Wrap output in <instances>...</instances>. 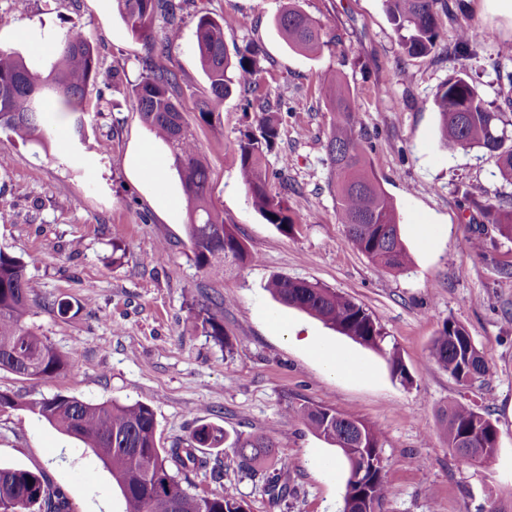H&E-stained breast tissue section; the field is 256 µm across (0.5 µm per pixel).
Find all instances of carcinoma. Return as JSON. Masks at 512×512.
I'll list each match as a JSON object with an SVG mask.
<instances>
[{
  "mask_svg": "<svg viewBox=\"0 0 512 512\" xmlns=\"http://www.w3.org/2000/svg\"><path fill=\"white\" fill-rule=\"evenodd\" d=\"M127 27L150 43V51L165 55L181 38L179 0H116ZM398 38L409 56H428L440 48L438 21L450 14L448 0H384ZM165 21L164 35L155 42L151 26L156 17ZM236 17L214 18L200 15L195 30V50L207 79V95L199 116L209 123L221 111L234 88L249 98L246 108L258 114L256 129L247 130L239 141V175L252 205L280 231L295 230L287 201L270 193L266 157L278 138V112L259 94L258 75L262 71L259 48L253 43L231 53L224 43V29ZM288 45L308 56L319 57L340 45L336 33L312 16L288 4L275 19ZM486 35L463 22L455 28V44L450 55L456 61L453 73L436 95L439 132L450 149H484L494 160L498 178L512 185V125L506 113L492 107L471 79L465 60L471 47ZM512 46L497 53L493 64L499 86L512 89ZM118 72L100 67L89 38L80 30L67 32L56 44L48 71L30 68L14 51L0 47V130L24 143L47 144V114L76 115L81 127L86 112L87 90L91 84L108 85ZM179 85L176 71L151 66L132 89V100L142 121L169 149L183 192L191 208L188 233L194 262L205 273L219 277L227 265L244 261L248 253L224 217L210 200V168L206 153L192 129L184 121L175 96ZM321 94L336 112L326 144L330 165V186L336 197V217L345 226L346 240L354 249L382 267L405 271L412 259L401 237L399 216L392 199L382 189L370 167L367 150L358 135L362 117L348 84L331 75L324 80ZM463 199L499 234L512 239V206L495 201L488 192L483 198L466 190ZM266 290L280 303L314 317L329 328L362 346L384 354L391 374L401 384L411 376L396 347L388 345L383 328L360 305L336 291L302 280L274 276ZM224 302L205 298L194 308V318L215 341L225 343L224 324L217 310ZM38 307L61 317L71 304L50 299L26 276L25 265L16 256L0 249V370L30 379H50L71 366V357L49 345L31 326L28 318ZM467 330L449 319L434 337L432 361L461 384L485 375L487 364L478 348L462 337ZM25 407L60 432L90 448L112 473L126 503L127 512H246V502L232 486L220 493H191L177 473L193 472L207 466L199 455L203 448H219L224 443L235 450L240 467L256 472L254 464L272 455V439L238 433L228 439L224 429L202 423L185 445L159 446L157 421L152 408L142 402L89 403L76 397L56 395L31 399ZM285 418L301 419L313 433L336 453L346 466V491L342 512H366L362 504L381 505L387 495L383 476L382 431L361 419L344 417L322 406L285 410ZM448 448L461 458L465 448H493L496 426L471 405L452 401L443 412ZM265 492L274 502L288 498L290 487L285 467L269 477ZM0 512H72L64 494L51 487L40 474L22 468L0 467Z\"/></svg>",
  "mask_w": 512,
  "mask_h": 512,
  "instance_id": "cac0c4a2",
  "label": "carcinoma"
}]
</instances>
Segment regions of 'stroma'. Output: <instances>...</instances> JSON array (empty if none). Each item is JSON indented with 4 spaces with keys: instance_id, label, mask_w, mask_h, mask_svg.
<instances>
[{
    "instance_id": "stroma-1",
    "label": "stroma",
    "mask_w": 512,
    "mask_h": 512,
    "mask_svg": "<svg viewBox=\"0 0 512 512\" xmlns=\"http://www.w3.org/2000/svg\"><path fill=\"white\" fill-rule=\"evenodd\" d=\"M341 37L346 56L311 58L288 46L275 19L288 2ZM456 20H442V52L405 56L383 0H185L182 37L160 65L180 77L178 98L210 162L211 197L254 262L213 278L193 261L187 206L179 176L144 178L134 156L142 146L166 154L133 106L132 87L146 75L148 46L122 20L116 0H28L15 22L0 28V45L37 68L47 67L55 44L83 31L103 68L120 79L96 86L87 98L82 132L74 120L50 113L47 146L22 143L0 130V250L20 257L43 295L71 303L69 316L37 311L31 322L48 343L69 353L73 366L48 380L0 370V392L25 401L56 394L90 402L141 401L153 409L164 447L182 441L201 423L232 433L264 434L276 443L274 464H286L292 496L272 503L263 474L241 470L232 449L208 452L206 468L191 473L190 490L237 488L249 512H341L346 477L325 470L336 450L286 408L323 406L354 416L383 433L381 456L387 496L379 512H497L512 504V279L498 269L512 264V239L487 227L480 253L468 241L481 216L462 202L463 190L512 200L486 152L442 145L434 97L454 62L455 24L491 31L469 65L486 100L512 115V90L494 85L491 63L512 44V17L486 0H449ZM235 14L225 30L228 48L257 43L261 90L288 103L279 115L275 150L267 157L272 193L283 197L296 224L287 235L256 211L239 177L238 143L255 123L239 92L211 122L199 117L207 83L195 51L202 13ZM341 75L362 108V137L383 188L401 217L409 270L373 264L345 242L329 188L325 149L334 112L318 88ZM289 165H282V157ZM431 227L423 246L412 225ZM170 258L157 263L159 243ZM120 254H113V247ZM275 275L320 283L363 306L397 345L412 378L402 385L385 358L320 320L285 306L266 291ZM223 299L219 316L233 352L197 328L190 310L204 297ZM466 328L488 372L459 384L429 357L443 323ZM321 336L368 362L370 375L351 382L325 373L286 329ZM469 402L488 412L498 450L483 462L455 456L440 413L448 402ZM0 466L43 472L71 501L74 512H126L111 473L83 442L22 409L0 411Z\"/></svg>"
}]
</instances>
